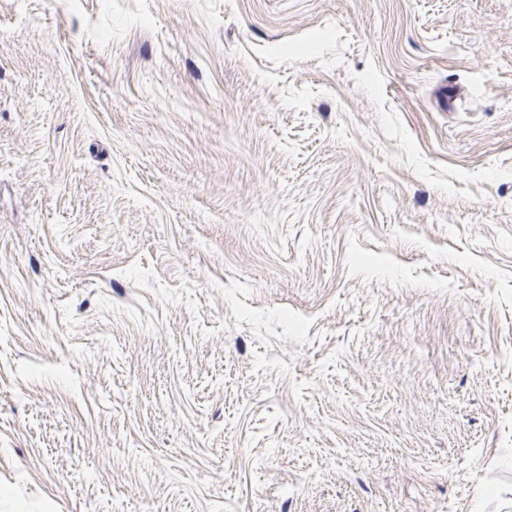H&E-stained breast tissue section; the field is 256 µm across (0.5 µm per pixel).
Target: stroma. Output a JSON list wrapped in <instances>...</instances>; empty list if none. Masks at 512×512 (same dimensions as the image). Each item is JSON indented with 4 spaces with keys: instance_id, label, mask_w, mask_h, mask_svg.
Here are the masks:
<instances>
[{
    "instance_id": "stroma-1",
    "label": "stroma",
    "mask_w": 512,
    "mask_h": 512,
    "mask_svg": "<svg viewBox=\"0 0 512 512\" xmlns=\"http://www.w3.org/2000/svg\"><path fill=\"white\" fill-rule=\"evenodd\" d=\"M0 512H512V0H0Z\"/></svg>"
}]
</instances>
